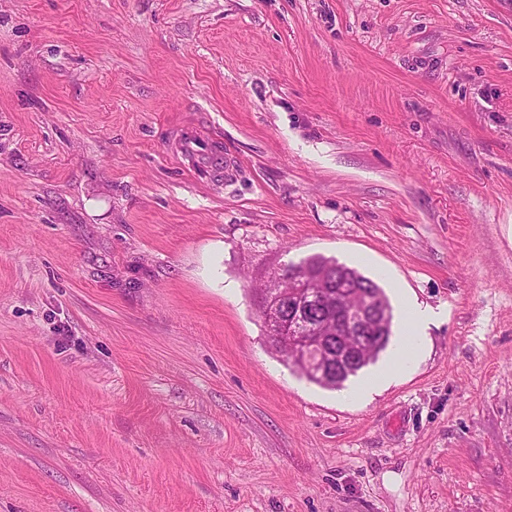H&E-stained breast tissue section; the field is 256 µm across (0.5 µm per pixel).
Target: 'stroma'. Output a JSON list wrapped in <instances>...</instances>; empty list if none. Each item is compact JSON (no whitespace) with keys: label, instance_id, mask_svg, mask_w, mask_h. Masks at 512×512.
<instances>
[{"label":"stroma","instance_id":"1","mask_svg":"<svg viewBox=\"0 0 512 512\" xmlns=\"http://www.w3.org/2000/svg\"><path fill=\"white\" fill-rule=\"evenodd\" d=\"M315 254L445 313L366 401ZM0 512H512V0H0ZM178 152L197 175L216 182L232 181L234 161L228 152L212 147L204 131L185 127L180 134ZM288 280L292 284V291L283 294L276 290H271L262 295L261 312L264 316L276 315L273 318L276 323L273 325L274 334L285 335L288 329V318L292 320L293 330L298 326L306 324L314 315V311L324 307L325 291L317 290L316 283L303 272L284 273L281 270L275 271L268 277L271 288H276L274 284L280 281Z\"/></svg>","mask_w":512,"mask_h":512}]
</instances>
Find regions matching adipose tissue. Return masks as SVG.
<instances>
[{
  "label": "adipose tissue",
  "instance_id": "adipose-tissue-1",
  "mask_svg": "<svg viewBox=\"0 0 512 512\" xmlns=\"http://www.w3.org/2000/svg\"><path fill=\"white\" fill-rule=\"evenodd\" d=\"M401 312V330L390 347L387 363L370 371L358 383L344 391V399H365L380 383L405 375L412 368L420 354L426 331L438 314L432 308L407 297L402 300Z\"/></svg>",
  "mask_w": 512,
  "mask_h": 512
}]
</instances>
